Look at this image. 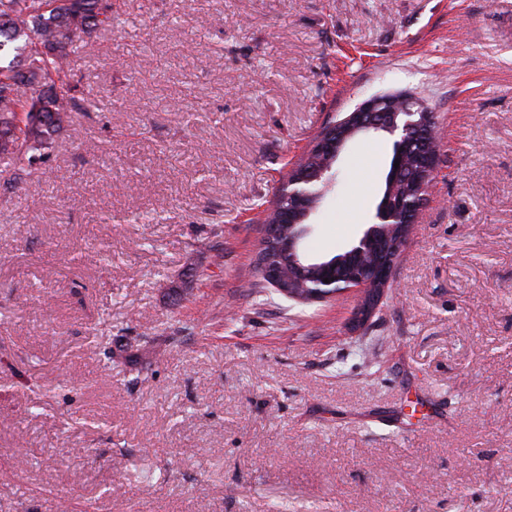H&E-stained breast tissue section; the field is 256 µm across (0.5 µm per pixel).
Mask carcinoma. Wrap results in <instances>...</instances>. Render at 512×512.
<instances>
[{
    "label": "carcinoma",
    "instance_id": "1",
    "mask_svg": "<svg viewBox=\"0 0 512 512\" xmlns=\"http://www.w3.org/2000/svg\"><path fill=\"white\" fill-rule=\"evenodd\" d=\"M112 0H0V163L21 170L78 104L72 63Z\"/></svg>",
    "mask_w": 512,
    "mask_h": 512
}]
</instances>
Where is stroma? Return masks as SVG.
Listing matches in <instances>:
<instances>
[{
    "label": "stroma",
    "instance_id": "35a3bbf8",
    "mask_svg": "<svg viewBox=\"0 0 512 512\" xmlns=\"http://www.w3.org/2000/svg\"><path fill=\"white\" fill-rule=\"evenodd\" d=\"M78 96L0 164V512H512V0H112ZM436 117L430 200L364 324L257 248L329 122ZM383 133L302 243L374 221Z\"/></svg>",
    "mask_w": 512,
    "mask_h": 512
}]
</instances>
